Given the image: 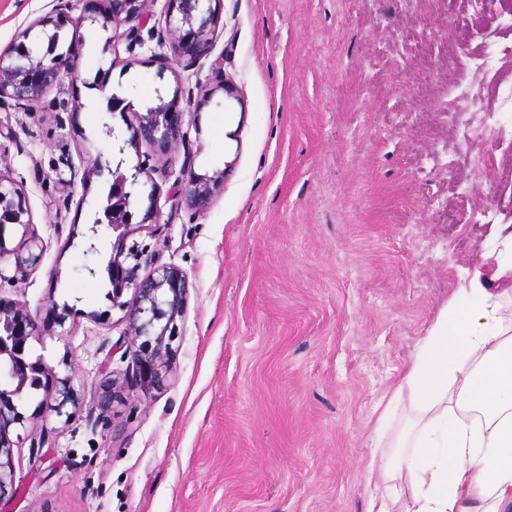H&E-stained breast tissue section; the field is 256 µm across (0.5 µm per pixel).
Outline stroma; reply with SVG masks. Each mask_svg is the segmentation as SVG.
<instances>
[{
	"label": "stroma",
	"instance_id": "1",
	"mask_svg": "<svg viewBox=\"0 0 512 512\" xmlns=\"http://www.w3.org/2000/svg\"><path fill=\"white\" fill-rule=\"evenodd\" d=\"M508 4L218 0L211 52L193 63L171 53L167 0L137 26L65 28L77 80L0 106V169L44 244L23 275L0 258V298L39 322L72 306L29 353L72 376L83 409L11 428L16 491L0 512H367L370 465L410 416L390 394L462 269L499 254L512 225V103L493 93L512 84ZM57 5L0 0V52ZM426 62L438 79L424 93ZM465 84L478 111L457 99ZM113 93L124 112L107 111ZM160 95L179 96L184 138L168 154L127 148L157 211L129 240L189 293L164 383L146 391L107 296L116 237L89 257L82 233L113 138ZM220 171L204 207L179 194L187 173ZM109 376L117 397L94 410Z\"/></svg>",
	"mask_w": 512,
	"mask_h": 512
}]
</instances>
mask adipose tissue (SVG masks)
I'll use <instances>...</instances> for the list:
<instances>
[{
    "instance_id": "adipose-tissue-1",
    "label": "adipose tissue",
    "mask_w": 512,
    "mask_h": 512,
    "mask_svg": "<svg viewBox=\"0 0 512 512\" xmlns=\"http://www.w3.org/2000/svg\"><path fill=\"white\" fill-rule=\"evenodd\" d=\"M493 271L476 264L439 312L391 401L413 416L376 468L368 512H512V233Z\"/></svg>"
}]
</instances>
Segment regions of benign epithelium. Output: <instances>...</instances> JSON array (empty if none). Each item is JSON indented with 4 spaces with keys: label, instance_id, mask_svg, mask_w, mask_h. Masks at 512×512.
<instances>
[{
    "label": "benign epithelium",
    "instance_id": "benign-epithelium-1",
    "mask_svg": "<svg viewBox=\"0 0 512 512\" xmlns=\"http://www.w3.org/2000/svg\"><path fill=\"white\" fill-rule=\"evenodd\" d=\"M210 2L168 0L169 14L177 22L170 42L175 57L192 63L209 54L211 36L218 22ZM109 4V13L102 17L90 11L73 19L67 13L59 12L39 19L36 25L44 29L50 26L59 34L69 24L78 29L83 25H105L111 20L140 23L145 16L147 0H109ZM78 64L79 52L74 43L65 48L61 46L60 38L51 36L32 44L20 42L9 52L0 54V100L11 99L19 105H29L64 78H76ZM182 114L178 94H173L168 101L161 96L159 104L148 108L141 116L130 139L112 146L121 159L112 171V187L103 210L108 227L117 233L112 257V305L126 309L131 336L129 353L139 382L147 389L158 387L164 381L163 368L172 353L171 341L177 336V319L186 311L189 282L178 268L156 266L137 245L126 246L135 219L134 206L140 197V175L144 173V166L137 164L125 169L122 155L126 146L139 142L149 144L162 154L172 152L183 136ZM224 178L223 173L208 178L191 176L183 183L181 193L187 201L201 207ZM31 224V213L21 189L0 172V258L12 253L6 238L10 226L22 229L21 237L29 247H39V239L30 231ZM100 227L98 218L86 227L84 243L88 254L97 252ZM143 267L150 268L144 276L139 274ZM129 289L133 290L135 303L128 308L120 298ZM44 330L45 325L39 324L21 308L0 300V358H5L11 380V387L0 388V497L14 486L9 429L16 424L23 426L39 415L36 410L27 417L19 411L17 404L30 385L33 373L37 370L44 372L45 401L52 402L49 410L56 417L68 423L80 408L81 400L70 376L59 377L49 371L42 360L30 362L26 358L29 340L38 338ZM114 395L115 381H103L96 407L106 410Z\"/></svg>",
    "mask_w": 512,
    "mask_h": 512
}]
</instances>
